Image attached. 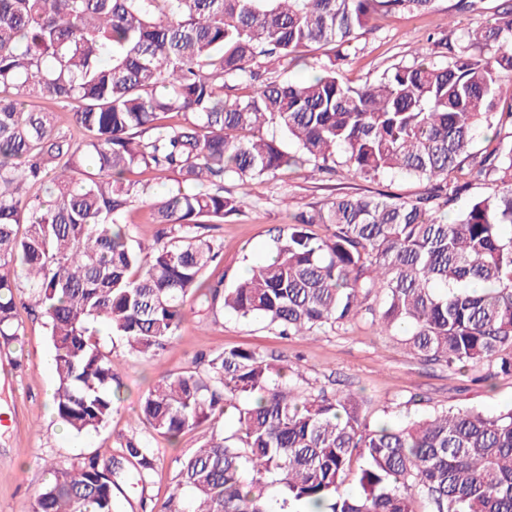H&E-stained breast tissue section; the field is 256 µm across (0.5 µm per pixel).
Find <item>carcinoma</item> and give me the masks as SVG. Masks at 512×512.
<instances>
[{"mask_svg":"<svg viewBox=\"0 0 512 512\" xmlns=\"http://www.w3.org/2000/svg\"><path fill=\"white\" fill-rule=\"evenodd\" d=\"M435 2L0 0V339L18 340L21 307L45 318L54 410L72 433L105 427L121 402L95 324L154 358L191 299L261 316L286 336L367 313L413 356L486 366L485 380L512 374V3L452 43L438 39V57L419 48L373 82L336 69L370 21ZM313 47L328 63L312 79L273 75L271 65L297 64ZM242 85L253 92L230 94ZM43 97L77 103L81 142L36 109ZM481 128L487 145L474 152ZM306 165L366 180L400 174L430 189L329 198L278 230L248 276L227 286L207 275L220 248L200 230L239 210L224 182ZM138 169L175 179L156 197L127 178ZM482 182L492 192L448 220ZM37 183L41 197L29 194ZM135 202L165 225L151 245L131 243L124 220ZM372 295L377 309L365 306ZM294 376L278 357L224 348L203 370L149 388L148 436L122 448L140 482L159 461L158 440L210 428L159 512H290L302 502L322 512H512V407L372 427L353 394L305 393ZM114 476L95 456L62 463L32 512H114ZM272 485L282 489L275 508Z\"/></svg>","mask_w":512,"mask_h":512,"instance_id":"obj_1","label":"carcinoma"}]
</instances>
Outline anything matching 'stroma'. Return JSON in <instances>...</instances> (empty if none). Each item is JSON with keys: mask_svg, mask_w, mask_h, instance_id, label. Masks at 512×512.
<instances>
[{"mask_svg": "<svg viewBox=\"0 0 512 512\" xmlns=\"http://www.w3.org/2000/svg\"><path fill=\"white\" fill-rule=\"evenodd\" d=\"M503 2L476 0L474 8L462 11L457 0H436L428 12L399 13L371 22L342 70L356 81L375 78L392 65L412 62L415 46L432 50V36L444 32L453 40L485 24L500 12ZM224 189L240 200V209L211 225L208 235L222 245L220 269L233 280L247 266L268 257L277 227L292 223L296 213L310 206L339 194L414 198L425 194L429 185L391 175L365 180L320 174L311 179L302 168L246 186L228 181ZM19 320L20 340L0 356V512H30L59 460L77 462L89 456L122 473L114 491L119 512H156L174 487L183 458L208 438V426L186 431L175 444L164 445L160 462L144 483L135 480L136 465L123 457L121 449L128 439L147 434L138 415L148 388L163 374L193 368L197 357L222 348H249L281 357L297 367L301 388L353 393L373 424L399 422L410 413L463 409L492 414L512 407V375L484 382L476 369L463 372L422 362L406 354L398 335L379 333L366 319L314 336H283L262 318L213 315L195 302L176 339L157 360L129 353L107 324H99L104 348L118 362L123 400L105 427L76 436L52 411L56 380L48 367L51 343L43 320L24 312Z\"/></svg>", "mask_w": 512, "mask_h": 512, "instance_id": "obj_1", "label": "stroma"}]
</instances>
